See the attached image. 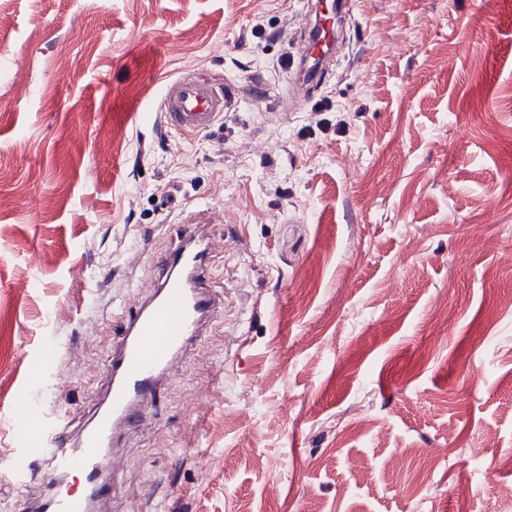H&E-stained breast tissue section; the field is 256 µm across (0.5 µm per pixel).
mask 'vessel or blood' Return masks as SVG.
Wrapping results in <instances>:
<instances>
[{
    "mask_svg": "<svg viewBox=\"0 0 512 512\" xmlns=\"http://www.w3.org/2000/svg\"><path fill=\"white\" fill-rule=\"evenodd\" d=\"M336 38V15L320 16L303 47L298 76L319 79ZM228 100V87L185 75L162 88L157 113L141 112L137 119L145 123L156 115L168 129L203 132L223 118ZM178 238V245L160 264L159 283L135 301L122 322L107 365V399L93 420L75 437L69 432L72 418L67 414L55 415L35 428L20 423L19 436L46 438L52 448L44 473L50 493L36 512H94L95 504L111 499L115 489L111 440L151 416L162 378L214 316L218 301L206 288L203 271L224 240L211 235L206 224L180 225ZM75 473L82 476L84 486L72 492L65 482Z\"/></svg>",
    "mask_w": 512,
    "mask_h": 512,
    "instance_id": "1",
    "label": "vessel or blood"
}]
</instances>
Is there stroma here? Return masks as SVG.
Instances as JSON below:
<instances>
[{
	"label": "stroma",
	"mask_w": 512,
	"mask_h": 512,
	"mask_svg": "<svg viewBox=\"0 0 512 512\" xmlns=\"http://www.w3.org/2000/svg\"><path fill=\"white\" fill-rule=\"evenodd\" d=\"M313 2L0 0V512L48 493L18 408L88 416L178 224L238 226L224 310L108 512H512V0H349L297 86ZM183 75L213 129L130 119Z\"/></svg>",
	"instance_id": "1"
}]
</instances>
